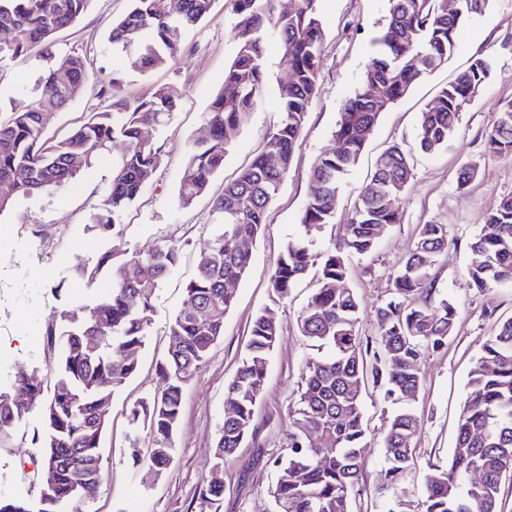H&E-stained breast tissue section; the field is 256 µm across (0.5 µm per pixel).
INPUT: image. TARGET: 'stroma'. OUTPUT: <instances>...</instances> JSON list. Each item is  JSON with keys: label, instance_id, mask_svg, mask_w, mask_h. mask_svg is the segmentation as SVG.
<instances>
[{"label": "stroma", "instance_id": "stroma-1", "mask_svg": "<svg viewBox=\"0 0 512 512\" xmlns=\"http://www.w3.org/2000/svg\"><path fill=\"white\" fill-rule=\"evenodd\" d=\"M130 7L131 0H93L86 14L57 34V52L87 56L92 78L76 100L49 116L45 135L59 138L81 124L98 104L102 84L112 76L121 78L122 94L130 100L157 87L172 90L179 100L172 121L148 132L161 145L164 163L144 193L122 213L124 231L115 244L127 252H146L172 242L179 245L181 259L157 292L150 335L136 355L138 370L112 397V414L101 444L100 487L92 500L69 503L64 512H270L274 460L290 424L289 402L297 394L304 362L313 354L298 332L296 319L314 286L313 279H305L288 299L281 300L270 286V276L288 242L303 233L299 216L314 190L310 168L321 152L335 146L339 112L374 54L372 40L387 22L389 2L321 0L324 35L319 95L295 149L292 170L268 209L263 233L252 246L251 269L234 287L235 303L224 318V336L185 391L173 460L158 480L148 484L136 475L129 455V409L165 386L156 363L166 350V327L183 304L196 258L215 229L212 197L263 149L278 121V96L287 83V70L277 44L269 43L270 84L263 101L226 156L223 171L212 180L209 194L181 206L180 171L189 145L208 134L203 114L234 56L236 18L230 0H216L210 15L187 34L181 56L163 68L139 72L125 67L108 39L113 23ZM477 56L491 61L490 79L462 112L447 148L420 152L416 130L421 111ZM45 67V61L34 55L0 63V87L7 92L0 99V110L30 103L31 91ZM510 100L512 0H492L489 10L468 26L448 62L382 113L337 198L334 223L316 233L311 248L316 254L342 240L347 216L369 183L374 160L382 150L398 143L411 153L413 173L401 196L400 222L389 227L371 255H352L347 261V283L361 308L359 331L371 338L377 334L375 311L389 298L419 226L434 222L448 227L451 242L438 256L433 271L439 292L456 302L459 314L447 345L420 359L422 384L413 403L420 420L416 461L401 481L410 512H421L422 481L429 465L447 461L454 446L465 384L476 357L498 324L512 318V283L494 284L480 293L470 287L467 274L468 240L481 230L500 201L512 196V157L487 153L483 145L494 113ZM467 163L477 164L479 172L462 192L456 177ZM111 179L112 159L107 156L72 183L48 194L19 198L9 212L0 215V390H9L22 372L35 374L43 387H50V367L57 354L34 345V335L58 321L73 295L93 296L102 291L103 282L86 284L76 279L74 271L95 264L115 245L85 230L91 214L103 208ZM264 308L276 311L281 336L271 353L265 393L256 406V431L225 463L224 494L211 503L203 489L214 464L216 429L225 413L224 388L238 368L252 321ZM363 396L368 427L365 468L353 510L382 512L388 498L382 433L392 409L372 386L364 387ZM42 429L39 414L31 413L0 446V494L39 497L44 481Z\"/></svg>", "mask_w": 512, "mask_h": 512}]
</instances>
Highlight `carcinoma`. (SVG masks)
I'll return each instance as SVG.
<instances>
[{
	"mask_svg": "<svg viewBox=\"0 0 512 512\" xmlns=\"http://www.w3.org/2000/svg\"><path fill=\"white\" fill-rule=\"evenodd\" d=\"M215 0H132L130 10L110 33L112 45L127 67L140 72L166 66L183 49L186 34L207 18ZM237 47L224 68L220 90L204 119L207 141L193 143L179 177L178 197L190 206L208 193L212 178L241 129L264 98L268 77L266 43L282 51L288 91L278 101L279 120L263 150L213 198L217 229L197 260L196 274L185 288L182 309L168 325V344L157 363L165 388L130 408V455L146 472L172 455V438L182 410L183 394L224 336V317L234 304L224 288L239 282L252 264L253 245L266 224V212L288 177L307 114L319 93L323 25L319 0H290L276 12L273 0H232ZM388 24L374 38L376 51L357 90L342 108L334 131L336 147L322 152L310 170L320 184L303 209L306 233L331 224L336 199L348 173L365 149V133L381 113L442 66L459 46L463 28L488 8L491 0H389ZM92 0H0V27L11 42L0 46V59H17L38 51L48 63L45 82L51 96L37 95L30 104L13 107L0 119V215L21 196L50 191L94 166L105 152L121 145L112 159V185L105 208L85 229L116 240L122 212L143 192L163 164L161 147L144 137L148 127L167 124L177 98L166 87L127 101L118 97L121 80L112 77V92L97 111L69 135H44L45 114L68 105L82 90L90 65L79 54L53 52L56 34L90 8ZM491 75L490 61L475 57L441 88L420 113L417 141L421 151L447 147L461 113ZM490 154L512 155V101L502 103L484 142ZM412 176L408 153L393 144L375 159L371 180L347 221L338 244L320 253L316 287L297 316L299 332L316 348L300 375V393L284 448L274 461L277 481L272 512H352L360 487L367 428L362 385L371 380L383 400L398 406L382 436L389 484L396 485L415 465L413 440L419 420L411 401L420 386V356L443 347L452 335L456 305L440 295L432 266L448 249V225L422 224L414 249L394 279L392 296L376 309L379 334L359 333L360 304L347 286L346 256L369 255L385 229L400 221L398 203ZM474 261L468 267L471 287L482 291L512 281V196L501 200L482 232L468 245ZM180 251L161 244L147 253L106 252L93 266H81L77 278L106 289L88 303L74 297L61 312V325L46 327L47 346L58 351L51 368L53 385L42 397L41 383L22 373L12 388L0 391V443L15 424L38 410L44 429L43 459H57L54 485L38 503L0 498V512H62L73 500L92 499L101 482L100 445L110 406H102L137 371L130 352L145 347L157 292L179 265ZM312 262L310 243L288 242L270 278L273 291L288 298ZM106 333L96 348L84 336L92 327ZM280 336L275 312L254 318L245 353L225 387L234 415L224 417L216 438L215 459L230 460L255 429V407L266 383L271 353ZM152 447L138 448L140 433ZM512 477V318L499 324L484 343L468 374L454 448L444 464L430 466L424 483L423 512H503L501 486Z\"/></svg>",
	"mask_w": 512,
	"mask_h": 512,
	"instance_id": "cac0c4a2",
	"label": "carcinoma"
}]
</instances>
